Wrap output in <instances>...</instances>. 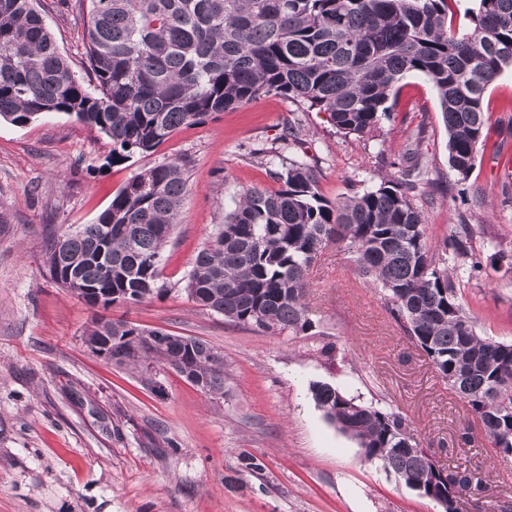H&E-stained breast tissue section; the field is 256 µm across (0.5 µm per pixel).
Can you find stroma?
Returning a JSON list of instances; mask_svg holds the SVG:
<instances>
[{
    "instance_id": "stroma-1",
    "label": "stroma",
    "mask_w": 512,
    "mask_h": 512,
    "mask_svg": "<svg viewBox=\"0 0 512 512\" xmlns=\"http://www.w3.org/2000/svg\"><path fill=\"white\" fill-rule=\"evenodd\" d=\"M46 23L84 75V18L72 0H44ZM390 112L365 137L338 132L324 113L269 94L177 130L153 153L116 163L112 142L65 113L24 127L0 121V512H438L330 423L310 386L325 382L403 414L440 464L489 467L490 512L512 507V460L501 459L465 403L393 319L383 292L351 254L328 246L310 271L317 333L291 337L227 321L183 290L197 252L224 211L251 187L302 160L336 201L397 174L418 149L428 175L417 204L438 246L467 231L471 256L448 269L478 334L512 342V183L489 161L512 150V70L488 88L489 138L467 180L448 164L437 94L405 75ZM301 126L303 147L284 143ZM267 153L265 161L253 156ZM184 157L187 193L163 251V295L103 310L48 275L49 244L90 224L142 168ZM201 339L224 356V395L161 369L158 389L138 370L93 354L95 319ZM336 347L321 355L322 344ZM473 443L464 444L463 433ZM263 463L244 470L240 455Z\"/></svg>"
}]
</instances>
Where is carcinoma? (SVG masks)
I'll return each instance as SVG.
<instances>
[{
	"label": "carcinoma",
	"instance_id": "carcinoma-1",
	"mask_svg": "<svg viewBox=\"0 0 512 512\" xmlns=\"http://www.w3.org/2000/svg\"><path fill=\"white\" fill-rule=\"evenodd\" d=\"M476 2L470 28L460 31L448 20L456 0H76L85 14L90 88L73 73L37 0H0V119L22 127L41 114H73L112 140L119 163L272 93L362 137L389 111L396 83L415 73L436 90L448 164L465 180L485 139L484 95L512 69V0ZM273 175L281 188L244 191L197 252L188 298L239 325L313 336L309 273L325 248L343 246L366 283L389 297L390 313L448 389L512 457V343L477 333L448 258L431 251L414 202L426 175L417 152L399 177L334 203L319 192L318 169L304 161ZM186 189L182 160L141 170L94 223L50 245V277L91 305L98 295L139 303L162 294V254ZM444 248L469 255L458 235ZM84 342L149 383L155 364L179 361L186 380L224 397V356L198 338L100 318ZM310 391L364 460L407 485L425 475L434 495L452 503L485 497L486 472L438 464L401 413L329 383Z\"/></svg>",
	"mask_w": 512,
	"mask_h": 512
}]
</instances>
